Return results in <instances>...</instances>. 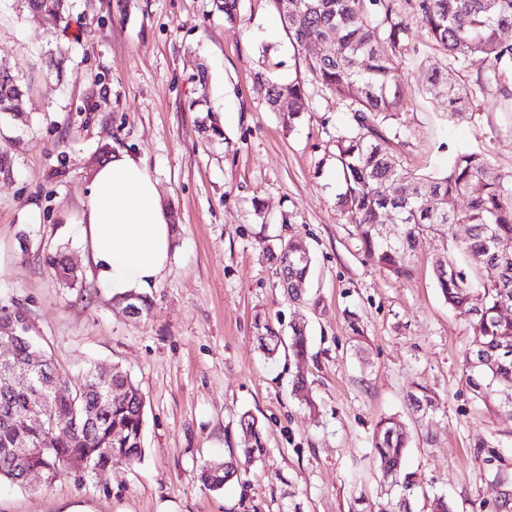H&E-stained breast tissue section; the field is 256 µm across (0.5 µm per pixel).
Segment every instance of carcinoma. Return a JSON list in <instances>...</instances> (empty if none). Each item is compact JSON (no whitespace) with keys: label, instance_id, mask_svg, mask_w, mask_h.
I'll return each mask as SVG.
<instances>
[{"label":"carcinoma","instance_id":"obj_1","mask_svg":"<svg viewBox=\"0 0 512 512\" xmlns=\"http://www.w3.org/2000/svg\"><path fill=\"white\" fill-rule=\"evenodd\" d=\"M29 10L69 17V0H24ZM292 44L308 52L305 61L312 80L336 97L350 112V125L336 130V168L343 190L336 208L354 225L365 255L397 278L412 275L410 256L430 236L451 238L448 253L433 263L435 286L448 308L465 318L473 335L465 350L466 377L476 398L512 418V404L498 401V391L512 386V349H500L504 337L512 339V173L495 169L489 155L467 152L455 155L442 174L410 178L399 162L382 147L392 121L404 111L399 90L400 66L420 29L426 40L443 54V62L430 67L427 91L448 102V116L461 117L473 110V91L448 81V71L473 64L493 68L494 81L506 97L512 91L501 78L512 73V43L502 33L512 29V0H276ZM265 102L273 112L288 103L284 124L293 127L308 109L300 81H282L260 76ZM23 87L14 69L0 63V115L14 111ZM395 216L397 235L381 234L386 214ZM469 229L457 241L452 226ZM279 273L288 277V298L300 300L296 285L307 280L311 257L289 241L273 254ZM45 264L67 287L78 277L67 269L65 255H45ZM482 267L497 268L496 276L481 281ZM256 340L263 355L273 360L290 351L299 361L308 353L307 324L293 322L288 329L255 318ZM40 350L36 340L13 342L15 365L22 368L30 354ZM46 372L34 371L26 383L0 380V480L24 485L10 452L13 440L24 434L32 453L29 469L44 471L55 479L67 463H84L88 473L101 481L113 461L132 465L142 457L145 399L130 374L117 367L104 381L97 368H90L78 383L56 369L45 356ZM57 380L59 388L45 389L49 413L66 414L76 404L77 417L62 426L38 425L27 418L30 390L42 382ZM122 389L125 401H109V393ZM409 408L420 420L441 410L439 396L418 385L407 395ZM242 447L228 451L219 463L202 467L201 481L210 491H219L241 479L242 467L262 460L266 454L265 427L252 414L240 416ZM409 436L399 420L381 419L372 435V448L381 478L393 493L380 512H415L419 498H427L405 467Z\"/></svg>","mask_w":512,"mask_h":512}]
</instances>
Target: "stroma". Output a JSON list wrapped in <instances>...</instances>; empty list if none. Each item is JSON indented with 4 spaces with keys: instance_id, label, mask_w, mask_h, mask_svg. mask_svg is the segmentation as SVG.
I'll return each mask as SVG.
<instances>
[{
    "instance_id": "stroma-1",
    "label": "stroma",
    "mask_w": 512,
    "mask_h": 512,
    "mask_svg": "<svg viewBox=\"0 0 512 512\" xmlns=\"http://www.w3.org/2000/svg\"><path fill=\"white\" fill-rule=\"evenodd\" d=\"M69 25L0 0V60L31 88L18 111L0 116V315L28 316L56 367L127 369L146 399L144 453L113 463L103 483L32 474L25 487L0 483V512H350L354 498L378 501L370 454L378 421L406 427L408 462L425 492L446 493L454 512H501L512 483V419L475 399L464 375L472 334L433 279L448 250L438 235L396 279L364 254L340 217L332 158L346 113L313 82L275 0H239L228 23L219 0H73ZM405 53L408 107L400 139L385 147L412 177L444 172L451 155L488 151L512 172V102L486 80L487 66L451 72L474 90L475 118L451 120L425 90L430 55L422 37ZM64 56V73L47 53ZM208 68L206 86L192 76ZM303 82L309 109L294 127L270 111L261 72ZM224 114L221 136L205 132L207 110ZM127 154L156 180L173 228L171 259L147 294V316L128 318L85 258L74 219L95 171ZM302 244L314 260L301 301L276 288L267 247ZM65 246L78 275L60 285L43 254ZM305 321V362H267L256 314ZM357 320L364 336L355 345ZM304 377L309 412L290 395ZM435 390L443 412L421 427L407 392ZM251 412L267 428V456L241 481L212 492L202 465L239 447L238 420Z\"/></svg>"
}]
</instances>
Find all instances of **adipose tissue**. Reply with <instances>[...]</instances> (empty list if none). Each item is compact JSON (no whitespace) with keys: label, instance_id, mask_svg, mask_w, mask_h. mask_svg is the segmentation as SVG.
<instances>
[{"label":"adipose tissue","instance_id":"adipose-tissue-1","mask_svg":"<svg viewBox=\"0 0 512 512\" xmlns=\"http://www.w3.org/2000/svg\"><path fill=\"white\" fill-rule=\"evenodd\" d=\"M75 222L112 296L144 293L167 270L172 230L157 183L142 161L125 155L99 167Z\"/></svg>","mask_w":512,"mask_h":512}]
</instances>
